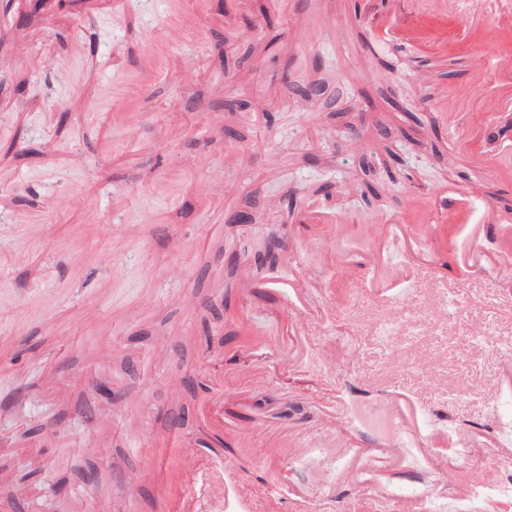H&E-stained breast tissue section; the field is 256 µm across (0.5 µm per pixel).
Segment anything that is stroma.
Segmentation results:
<instances>
[{"label": "stroma", "mask_w": 512, "mask_h": 512, "mask_svg": "<svg viewBox=\"0 0 512 512\" xmlns=\"http://www.w3.org/2000/svg\"><path fill=\"white\" fill-rule=\"evenodd\" d=\"M370 2L71 0L25 21L0 0V512H167L193 455L259 512H512L479 479L512 457L502 273L465 267L442 225L427 280L388 312L365 257L374 220L418 223L442 184L512 222V165L490 167L486 135L512 110L468 149L438 118L494 92L512 42L456 16L447 44L394 47ZM320 243L352 257L323 264ZM298 271L321 311L305 336L256 288ZM398 394L446 488L383 413ZM391 439L400 457L356 476ZM410 423V430L412 434L416 435L417 440V447L420 448L421 453L425 455L431 464L433 470L440 476H446L447 475V463L445 461H442L437 456H435L427 447V441L422 438V430L423 426L421 422L416 418L413 422L411 421L410 417L407 420Z\"/></svg>", "instance_id": "1"}]
</instances>
